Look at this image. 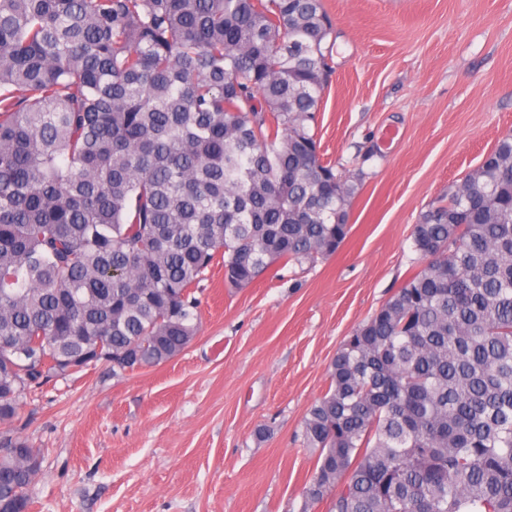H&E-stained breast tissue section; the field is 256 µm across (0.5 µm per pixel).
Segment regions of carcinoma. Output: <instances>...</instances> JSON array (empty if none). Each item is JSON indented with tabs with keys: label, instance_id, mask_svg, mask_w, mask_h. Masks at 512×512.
I'll use <instances>...</instances> for the list:
<instances>
[{
	"label": "carcinoma",
	"instance_id": "1",
	"mask_svg": "<svg viewBox=\"0 0 512 512\" xmlns=\"http://www.w3.org/2000/svg\"><path fill=\"white\" fill-rule=\"evenodd\" d=\"M332 34L323 0H0L1 425L83 361L180 355L217 256L241 290L336 253ZM411 240L303 419L300 512H512V133ZM39 470L0 448V512Z\"/></svg>",
	"mask_w": 512,
	"mask_h": 512
}]
</instances>
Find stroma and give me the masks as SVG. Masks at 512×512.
Wrapping results in <instances>:
<instances>
[{
    "label": "stroma",
    "instance_id": "1",
    "mask_svg": "<svg viewBox=\"0 0 512 512\" xmlns=\"http://www.w3.org/2000/svg\"><path fill=\"white\" fill-rule=\"evenodd\" d=\"M323 4L337 52L316 133L361 176L346 241L237 291L215 264L179 356L28 394L0 442L41 452L31 512H298L315 459L295 435L331 360L403 285L420 215L512 132V0Z\"/></svg>",
    "mask_w": 512,
    "mask_h": 512
}]
</instances>
